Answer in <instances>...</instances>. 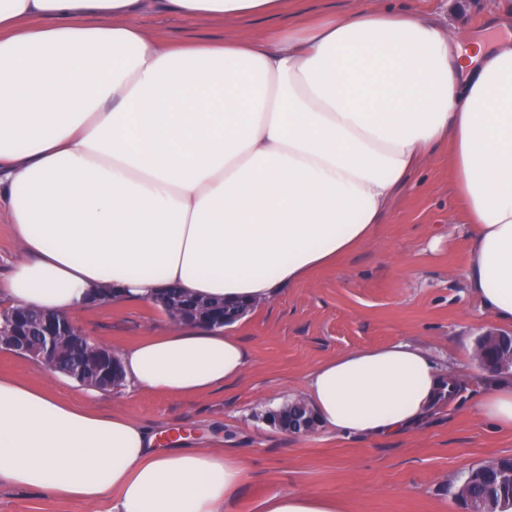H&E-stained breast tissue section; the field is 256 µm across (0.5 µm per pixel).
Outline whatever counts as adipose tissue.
Instances as JSON below:
<instances>
[{
  "mask_svg": "<svg viewBox=\"0 0 512 512\" xmlns=\"http://www.w3.org/2000/svg\"><path fill=\"white\" fill-rule=\"evenodd\" d=\"M288 0H0V210L24 257L0 308L59 315L178 288L255 309L366 242L409 174L448 148L469 217L467 286L512 326V38L455 37L439 18L376 8L309 15L263 40L171 41L159 8L229 21ZM124 385L191 397L236 381L250 355L221 328L168 323L119 349ZM462 382L419 346L318 364L303 396L340 436L416 430ZM478 415L512 430V383ZM0 374V486L111 512H224L245 454L159 446ZM259 512H343L340 498L273 491Z\"/></svg>",
  "mask_w": 512,
  "mask_h": 512,
  "instance_id": "adipose-tissue-1",
  "label": "adipose tissue"
}]
</instances>
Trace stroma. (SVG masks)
Returning <instances> with one entry per match:
<instances>
[{
  "label": "stroma",
  "mask_w": 512,
  "mask_h": 512,
  "mask_svg": "<svg viewBox=\"0 0 512 512\" xmlns=\"http://www.w3.org/2000/svg\"><path fill=\"white\" fill-rule=\"evenodd\" d=\"M378 7L417 8L447 18L451 30L494 40L489 0H376ZM171 39H260L273 20L214 22L153 11L138 19ZM468 216L444 151L413 173L371 239L250 311L233 329L250 353L237 382L195 397L116 388L94 407L122 412L158 433L183 432L191 448H240L249 457L237 501L224 512H253L271 491L309 490L341 498L346 512H464L451 485L479 464L512 456V431L494 429L475 411L473 383L455 406L418 431L391 437H339L316 429L300 437L271 426L272 402L299 395L311 369L344 352L397 342L422 346L442 366L477 371L472 351L497 325L471 296L463 271ZM166 315L152 303L102 304L75 314L85 334L112 349L156 333ZM0 373L77 400L81 384L28 357L0 351ZM109 502L61 501L33 489L0 487V512H108Z\"/></svg>",
  "instance_id": "stroma-1"
}]
</instances>
